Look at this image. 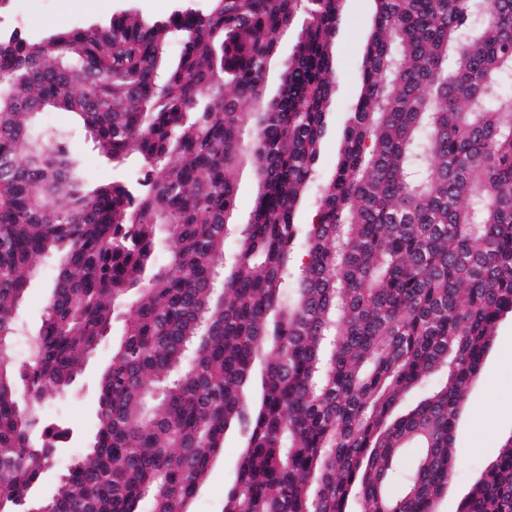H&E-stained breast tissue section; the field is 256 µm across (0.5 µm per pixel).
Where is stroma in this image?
Listing matches in <instances>:
<instances>
[{"label":"stroma","instance_id":"35a3bbf8","mask_svg":"<svg viewBox=\"0 0 512 512\" xmlns=\"http://www.w3.org/2000/svg\"><path fill=\"white\" fill-rule=\"evenodd\" d=\"M181 0H10L0 12V26L17 27L35 36L49 29H67L76 24H94L127 12L144 19H158L179 8ZM372 0H344V22L336 34V88L329 110L328 129L321 145L319 168L330 177L336 167L344 128L360 91V71L369 34ZM51 127L67 135V157L76 175L105 185L118 174L112 161L94 150L73 114L48 113ZM53 286L52 267H42L31 282L20 308V334L15 344L18 360H26L28 339L42 322ZM123 319H116L109 336L92 353L84 371L71 390L46 402L45 410L73 432L55 468L48 473L46 490H53L73 455L87 446L96 426L95 407L98 381L107 367L112 346L123 333ZM512 437V315L500 319L493 346L485 357L479 379L471 388L457 426V466L447 492L436 504V512H456L460 499L484 468L486 462ZM243 442L237 432H228L224 447L213 459L206 482L201 486L191 512H221L224 492L232 483Z\"/></svg>","mask_w":512,"mask_h":512}]
</instances>
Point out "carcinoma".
I'll return each instance as SVG.
<instances>
[{
	"label": "carcinoma",
	"instance_id": "obj_1",
	"mask_svg": "<svg viewBox=\"0 0 512 512\" xmlns=\"http://www.w3.org/2000/svg\"><path fill=\"white\" fill-rule=\"evenodd\" d=\"M205 2L35 40L0 30V157L14 162L0 173V512H190L230 430L243 449L222 512H435L512 314V0L481 14L475 0H373L360 93L309 224L297 215L319 181L342 0ZM288 33L277 95L243 111ZM54 108L136 167L74 178L42 122ZM245 158L258 192L239 223ZM57 253L18 363V305L35 260ZM123 312L95 433L41 498L70 430L38 409ZM457 512H512V436Z\"/></svg>",
	"mask_w": 512,
	"mask_h": 512
}]
</instances>
